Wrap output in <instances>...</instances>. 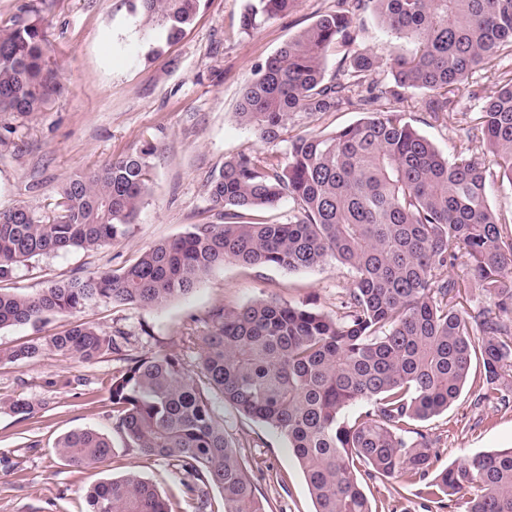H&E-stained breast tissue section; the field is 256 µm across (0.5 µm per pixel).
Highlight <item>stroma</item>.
I'll return each mask as SVG.
<instances>
[{
  "label": "stroma",
  "mask_w": 512,
  "mask_h": 512,
  "mask_svg": "<svg viewBox=\"0 0 512 512\" xmlns=\"http://www.w3.org/2000/svg\"><path fill=\"white\" fill-rule=\"evenodd\" d=\"M248 0H200L192 24L176 42L157 45L132 0H0V20L29 5L42 18L50 56L64 92L42 111L13 120L0 143V210L19 204L52 208L63 182L74 174L124 156L143 144L156 148L150 159L149 192L130 234L111 247L36 258L19 265L10 287L34 294L52 282L90 271L115 270L135 260L150 244L175 238L192 225L213 220L207 183L226 159L265 150L241 125L236 107L255 69L289 38L332 9L336 0H296L288 14L266 20L247 33L240 19ZM355 46L378 58L381 74L391 70V50L411 49L375 18L363 14ZM493 71L475 70L456 97L453 112L432 119L418 99L402 106L406 118L443 155L462 144L473 154L486 143L468 141L467 130L495 89ZM352 272L336 262L288 272L230 262L215 267L190 294L159 307L99 304L47 324L0 329V348H12L77 321L98 323L127 338L120 352L83 363L46 354L20 364L0 362V512H85L87 490L127 471H137L163 498H181V475L166 458L143 456L121 447L115 428L110 385L124 358L141 352L178 354L189 373L198 371V347L188 331H203L218 307L235 309L264 299L306 305L338 315ZM483 369L473 366L459 399L424 422L437 450L434 470L461 456L512 447V387L504 401L481 400ZM25 399L35 413L22 417L8 404ZM216 412L247 463L267 512H315L302 470L287 443L261 423L224 404ZM90 428L107 435L117 450L105 466L75 470L52 453L64 434ZM361 485L377 512H448L426 501L422 484H404L389 499L381 481Z\"/></svg>",
  "instance_id": "35a3bbf8"
}]
</instances>
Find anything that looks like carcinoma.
I'll return each instance as SVG.
<instances>
[{"label": "carcinoma", "instance_id": "cac0c4a2", "mask_svg": "<svg viewBox=\"0 0 512 512\" xmlns=\"http://www.w3.org/2000/svg\"><path fill=\"white\" fill-rule=\"evenodd\" d=\"M146 24L166 41L193 22L200 0H138ZM336 9L300 30L246 84L236 117L285 153L242 151L208 181L217 221L159 240L118 270L60 280L36 294L0 287V328L39 327L52 316L99 303L155 307L191 293L226 262L289 272L328 259L354 279L332 316L314 308L257 300L213 310L201 336L198 373L178 354L127 358L110 398L124 447L176 462L194 512H265L214 400L255 419L292 449L316 512H373L360 468L381 481L424 483V493L463 512H512V448L465 456L430 477L434 448L417 429L448 409L466 385L472 358L484 369L485 401L512 376V234L488 195L485 160H450L395 109L420 93L436 116L453 104L473 70L497 66L512 48V0H355L413 52L397 53L379 77L376 56L354 48L356 14ZM294 0H255L243 15L250 31L291 11ZM342 55L326 76L327 57ZM41 21L27 7L0 23V116L23 118L59 94ZM356 106L364 117L332 131L288 135V120ZM471 139L489 146L501 182L512 186V70L497 77ZM146 144L78 173L60 187L50 213L28 205L0 212V283L32 259L93 251L128 236L149 189ZM285 198L286 223L256 221ZM470 267L492 306L471 312L464 281L443 270ZM119 350L117 337L91 321L60 334L0 349V362L46 353L92 362ZM364 410L354 419L346 411ZM65 465H104L114 444L92 429L52 447ZM218 489L216 508L208 488ZM87 512H178L134 470L86 493Z\"/></svg>", "mask_w": 512, "mask_h": 512}]
</instances>
